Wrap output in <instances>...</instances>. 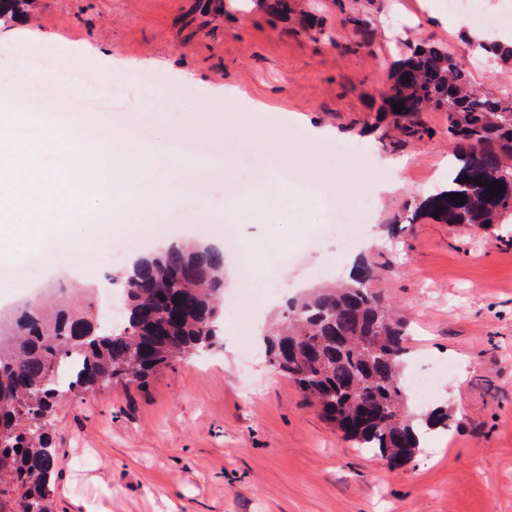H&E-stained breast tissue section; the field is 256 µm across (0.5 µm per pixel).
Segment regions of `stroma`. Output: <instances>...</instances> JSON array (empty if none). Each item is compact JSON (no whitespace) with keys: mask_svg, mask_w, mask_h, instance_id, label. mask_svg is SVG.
<instances>
[{"mask_svg":"<svg viewBox=\"0 0 512 512\" xmlns=\"http://www.w3.org/2000/svg\"><path fill=\"white\" fill-rule=\"evenodd\" d=\"M269 2L35 0L21 27L0 25L1 70L16 46L45 61L34 85L0 82V114L19 100L70 124L94 113L116 138L140 128L144 152L179 141L213 167L197 221L172 217L168 232L143 223L132 201H116L118 262L99 256L111 233L76 214L75 239L90 257L65 249L36 278L0 287V312L61 288L100 317L108 278L164 236L222 246L198 228L230 202L246 216L233 236L256 278L240 289L237 258L225 253L224 295L247 296L249 307L225 321L221 346L146 388L60 401L56 512H512V223L483 230L416 216L455 162L447 115L421 113L425 134L412 140L381 110L392 62L419 42L454 49L489 92L512 80V64L469 52L465 30L443 21L448 0H288L278 14ZM121 63L137 65L138 80L101 88ZM275 126L287 127V145L271 135ZM319 130L326 138L313 140ZM369 155L400 163L396 190L373 202L358 192L374 172ZM271 175L291 195L287 209L257 196ZM345 189L357 191L354 203L339 200ZM363 204L367 239L345 249L332 213L349 217ZM313 237L320 248L284 268L281 297L269 300V268ZM359 259L409 318L413 370L436 376L455 415L395 471L265 358H240L242 348L260 349L286 300L347 279Z\"/></svg>","mask_w":512,"mask_h":512,"instance_id":"35a3bbf8","label":"stroma"}]
</instances>
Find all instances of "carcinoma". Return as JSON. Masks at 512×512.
Segmentation results:
<instances>
[{
    "mask_svg": "<svg viewBox=\"0 0 512 512\" xmlns=\"http://www.w3.org/2000/svg\"><path fill=\"white\" fill-rule=\"evenodd\" d=\"M32 2L0 0V19L25 15ZM400 101L410 138L421 137L419 113H447L458 161L448 188L421 201L416 214L481 229L512 217V84L485 92L454 53L423 43L394 65L385 112L394 113ZM495 182L503 191L491 197ZM373 278L362 262L350 282L288 303L263 343L269 362L331 424L394 470L419 453L420 429L446 430L453 416L444 406L412 411L404 378L407 321L373 289ZM114 285L126 299L118 326L94 323L56 301L23 309L12 330L0 333V512H54L52 433L63 395L59 375L69 366H77L67 384L75 396L118 383L143 388L156 373L218 344L224 252L171 246L139 258Z\"/></svg>",
    "mask_w": 512,
    "mask_h": 512,
    "instance_id": "carcinoma-1",
    "label": "carcinoma"
}]
</instances>
